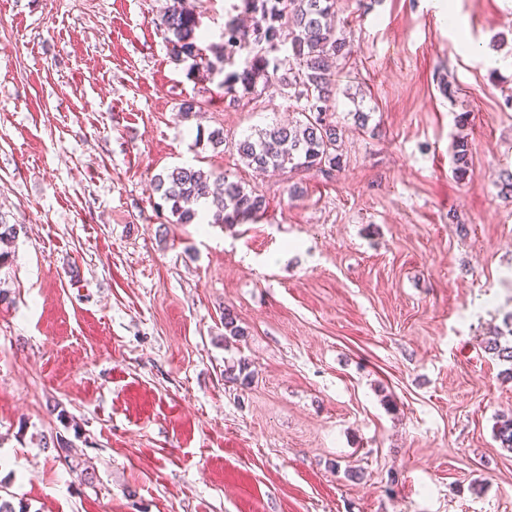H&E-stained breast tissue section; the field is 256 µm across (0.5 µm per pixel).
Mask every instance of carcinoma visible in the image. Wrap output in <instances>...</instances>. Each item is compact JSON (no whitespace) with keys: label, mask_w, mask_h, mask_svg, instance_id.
Masks as SVG:
<instances>
[{"label":"carcinoma","mask_w":512,"mask_h":512,"mask_svg":"<svg viewBox=\"0 0 512 512\" xmlns=\"http://www.w3.org/2000/svg\"><path fill=\"white\" fill-rule=\"evenodd\" d=\"M243 12L252 25L242 28L233 21L224 25L223 41L201 47L196 12L184 0H167L159 25L167 34L173 57L192 60L190 73L224 75V96L234 104L252 95L260 85L277 84L301 103L300 118L288 124H273L237 143L246 165L257 170L316 168L331 174L342 168L341 129L330 121L329 111L336 71L332 64L350 55L346 38L337 35L335 0H242ZM288 42L292 63L282 75L269 67L266 53ZM247 53L240 70L224 72L236 56ZM453 173L458 179L472 175L468 141L459 138L453 154ZM154 190L170 204L178 224L197 218V205L209 204L208 223L233 226L253 220L263 209L261 196L239 181L193 167H174L156 175Z\"/></svg>","instance_id":"obj_1"}]
</instances>
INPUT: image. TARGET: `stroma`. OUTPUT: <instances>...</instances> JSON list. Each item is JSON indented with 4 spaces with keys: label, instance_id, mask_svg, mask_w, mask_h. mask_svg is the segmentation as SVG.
<instances>
[{
    "label": "stroma",
    "instance_id": "1",
    "mask_svg": "<svg viewBox=\"0 0 512 512\" xmlns=\"http://www.w3.org/2000/svg\"><path fill=\"white\" fill-rule=\"evenodd\" d=\"M436 3L336 0L352 54L327 177L247 167L236 142L300 104L276 85L231 104L189 75L165 0H0V222L21 227L0 265L12 504L512 512L495 438L512 363L487 349L512 312V0H446L451 25ZM197 10L206 45L242 14ZM176 166L228 174L264 213L175 223L151 180ZM241 361L245 384L224 374ZM468 141L464 137H460L454 146L453 154V173L457 179H465L473 174L471 168Z\"/></svg>",
    "mask_w": 512,
    "mask_h": 512
}]
</instances>
